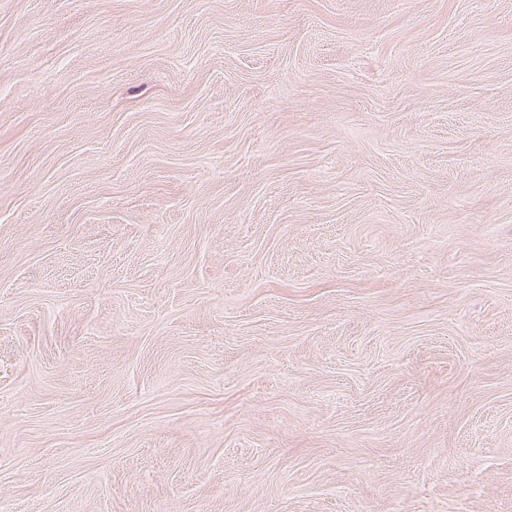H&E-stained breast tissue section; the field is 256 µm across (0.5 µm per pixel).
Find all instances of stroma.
<instances>
[{"label": "stroma", "mask_w": 512, "mask_h": 512, "mask_svg": "<svg viewBox=\"0 0 512 512\" xmlns=\"http://www.w3.org/2000/svg\"><path fill=\"white\" fill-rule=\"evenodd\" d=\"M0 512H512V0H0Z\"/></svg>", "instance_id": "1"}]
</instances>
